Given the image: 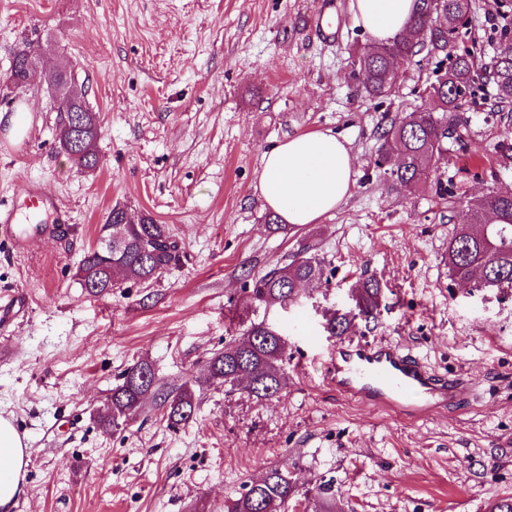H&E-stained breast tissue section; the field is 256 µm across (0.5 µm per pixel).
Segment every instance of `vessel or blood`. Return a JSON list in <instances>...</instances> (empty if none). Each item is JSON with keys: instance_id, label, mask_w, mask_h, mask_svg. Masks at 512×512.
<instances>
[{"instance_id": "b4317fda", "label": "vessel or blood", "mask_w": 512, "mask_h": 512, "mask_svg": "<svg viewBox=\"0 0 512 512\" xmlns=\"http://www.w3.org/2000/svg\"><path fill=\"white\" fill-rule=\"evenodd\" d=\"M334 0H319L309 24L325 41L336 39ZM26 213L0 209V235L16 233L19 218L37 217L47 201L32 188H24ZM330 381L344 397L387 407L409 417L452 411L471 394L473 381L457 372L448 376L430 371L416 356L386 343L347 341L337 344Z\"/></svg>"}]
</instances>
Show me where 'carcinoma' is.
<instances>
[{
	"instance_id": "carcinoma-1",
	"label": "carcinoma",
	"mask_w": 512,
	"mask_h": 512,
	"mask_svg": "<svg viewBox=\"0 0 512 512\" xmlns=\"http://www.w3.org/2000/svg\"><path fill=\"white\" fill-rule=\"evenodd\" d=\"M440 7L430 14L419 8L406 32L398 39L355 53L353 65L358 87L371 100L393 95L390 71L400 63H411L422 53L442 61L454 48L456 28L469 15L472 0H439ZM29 50H18L7 75L12 85L27 83ZM489 83L494 87L498 111L512 110V46L502 47L489 66ZM482 85L480 69L466 53L455 55L447 71L435 78L426 91L434 95L436 111L386 114L379 127L380 147L376 167L394 189L414 192L425 185L429 170L447 152L448 140L459 141L476 90ZM58 94V111L69 108L68 94L77 88L73 70L65 69L53 81ZM98 135L83 144L84 158L78 164L86 169L99 165ZM124 208L110 210L112 251L89 250L77 271L78 284L90 296L106 293L110 274L147 281L170 266L178 257V243L169 229L145 217L138 224H123ZM449 276L458 282H471L475 288L489 282L491 288L512 289V194L490 190L467 202L463 220L448 238L442 255ZM325 279L324 259L316 245H300L293 259L252 279L247 302L265 307L286 306L299 287L317 288ZM380 283L368 278L355 289L358 314L365 321L376 319L381 300ZM351 319L332 313L325 318L324 331L339 338L347 334ZM288 351L283 334L261 321L241 330V336L224 345L208 361L209 378L224 386L229 394L243 386L257 399L269 400L283 390L282 366ZM156 397L169 425L186 426L197 408L195 392L186 384L177 391L162 392L152 363L140 360L121 375L100 415V422L114 431L140 410L145 400ZM296 486L286 468L269 469L258 481L244 485V492L224 502V512H288Z\"/></svg>"
}]
</instances>
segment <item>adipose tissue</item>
Here are the masks:
<instances>
[{"label": "adipose tissue", "instance_id": "1", "mask_svg": "<svg viewBox=\"0 0 512 512\" xmlns=\"http://www.w3.org/2000/svg\"><path fill=\"white\" fill-rule=\"evenodd\" d=\"M371 44L392 41L407 28L419 0H350ZM354 160L345 140L329 131L285 138L262 156L258 188L285 223H317L351 194ZM30 450L13 424L0 417V512H9L20 493V475Z\"/></svg>", "mask_w": 512, "mask_h": 512}]
</instances>
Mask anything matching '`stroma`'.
Instances as JSON below:
<instances>
[{"mask_svg": "<svg viewBox=\"0 0 512 512\" xmlns=\"http://www.w3.org/2000/svg\"><path fill=\"white\" fill-rule=\"evenodd\" d=\"M317 0H0V79L24 44L44 68L67 63L101 125L96 169L60 149V115L43 77L0 93V138L25 113L20 147L0 153V205L35 186L71 219L0 236V292L19 311L0 319V415L25 435L30 460L12 512H224V501L273 466L299 491L328 487L336 512H486L512 496V293L451 281L441 255L463 201L512 192V160L496 146L512 114L483 88L461 141L415 194L390 190L375 166L386 113L424 109L434 61L405 64L391 97L367 100L350 78L367 37L335 0V43L312 37ZM505 0H473L457 50L490 63ZM329 130L355 159L351 196L318 223L265 226L262 156L289 135ZM452 198L443 200L438 185ZM166 225L179 259L148 281L86 295L77 268L114 205ZM315 242L327 281L286 307L246 302L254 277ZM376 277L372 322L350 338L384 340L475 386L464 409L411 419L341 398L327 380L337 344L325 315L353 312L356 281ZM265 322L288 341L286 388L259 400L207 381V361L243 326ZM158 384H191L195 420L171 428L146 401L123 429L97 421L136 361Z\"/></svg>", "mask_w": 512, "mask_h": 512, "instance_id": "1", "label": "stroma"}]
</instances>
